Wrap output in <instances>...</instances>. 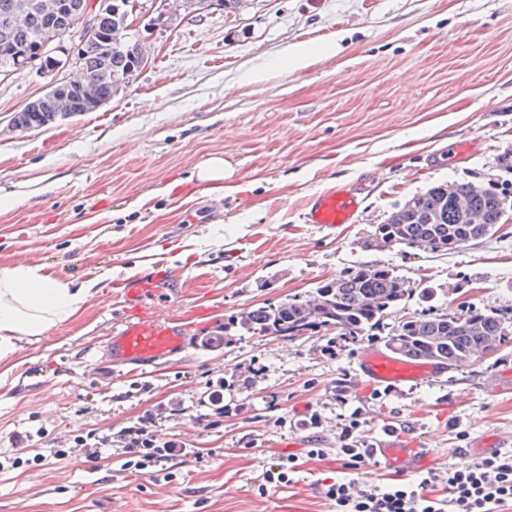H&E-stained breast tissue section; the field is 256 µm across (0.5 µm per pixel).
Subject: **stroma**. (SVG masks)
Segmentation results:
<instances>
[{
    "label": "stroma",
    "mask_w": 512,
    "mask_h": 512,
    "mask_svg": "<svg viewBox=\"0 0 512 512\" xmlns=\"http://www.w3.org/2000/svg\"><path fill=\"white\" fill-rule=\"evenodd\" d=\"M300 43L312 57L295 71L288 51ZM149 46L112 101L33 130L11 119L49 78L0 79V200L12 202L0 209V267L97 283L73 317L0 360V458L18 461L0 472V512H331L321 483L341 467L336 439L356 408L377 438L389 423L411 425L431 468L479 456L488 439L512 446V335L435 381L383 401L359 386L344 405L336 388L377 348L370 337L342 341L333 357L331 331L199 343L222 335L228 316L307 294L360 263L417 286L404 315L431 304L512 317V0H246L239 12L159 29ZM460 138L476 152L448 161ZM214 155L224 159L220 188L195 177ZM446 181L505 190L493 235L447 256L364 247L396 205ZM358 183L356 223L303 222L309 194ZM149 261L183 273L171 306L212 315L186 352L130 373L103 348L119 310L107 284ZM255 360L262 374L224 392L233 414H214L204 402L212 382ZM304 409L320 413L318 431L297 427ZM146 410L162 438L211 456L173 459L165 480L116 458L87 463L81 450L50 454L79 434H117ZM25 432L31 441L17 447ZM314 445L326 456L307 457ZM291 453L293 483L259 494L262 468Z\"/></svg>",
    "instance_id": "1"
}]
</instances>
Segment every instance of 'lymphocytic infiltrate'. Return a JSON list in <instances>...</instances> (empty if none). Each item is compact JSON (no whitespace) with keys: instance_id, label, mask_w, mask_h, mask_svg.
<instances>
[{"instance_id":"f902f5d3","label":"lymphocytic infiltrate","mask_w":512,"mask_h":512,"mask_svg":"<svg viewBox=\"0 0 512 512\" xmlns=\"http://www.w3.org/2000/svg\"><path fill=\"white\" fill-rule=\"evenodd\" d=\"M365 425L361 411L344 418L336 455L347 474L323 488L332 512H512V449L452 463L442 470L432 468L415 478L391 477L373 485L356 476L372 461L374 443ZM74 443L94 444L106 455L119 450L126 467L148 473L179 456H203L202 449L160 438L155 417L148 411L117 436L90 432L76 436Z\"/></svg>"}]
</instances>
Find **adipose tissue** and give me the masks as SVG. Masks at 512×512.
<instances>
[{
	"instance_id": "ef3b65f1",
	"label": "adipose tissue",
	"mask_w": 512,
	"mask_h": 512,
	"mask_svg": "<svg viewBox=\"0 0 512 512\" xmlns=\"http://www.w3.org/2000/svg\"><path fill=\"white\" fill-rule=\"evenodd\" d=\"M94 282L73 285L38 266L0 267V359L16 340L40 336L72 317L94 294Z\"/></svg>"
}]
</instances>
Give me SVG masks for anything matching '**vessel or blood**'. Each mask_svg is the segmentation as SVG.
<instances>
[{
    "label": "vessel or blood",
    "instance_id": "1",
    "mask_svg": "<svg viewBox=\"0 0 512 512\" xmlns=\"http://www.w3.org/2000/svg\"><path fill=\"white\" fill-rule=\"evenodd\" d=\"M362 205L356 189L330 186L310 196L303 219L308 224L335 228L354 223ZM183 285L181 272L160 269L150 262L138 277L119 276L110 283L120 313L108 333L104 349L113 365L142 371L185 352L193 319L199 311L186 313L172 309L167 294ZM438 374L432 363H413L381 350L363 352L357 361L354 379L361 384L384 389L404 382H430ZM426 449L406 441L404 436L386 434L375 445L378 465L406 477L419 471Z\"/></svg>",
    "mask_w": 512,
    "mask_h": 512
}]
</instances>
